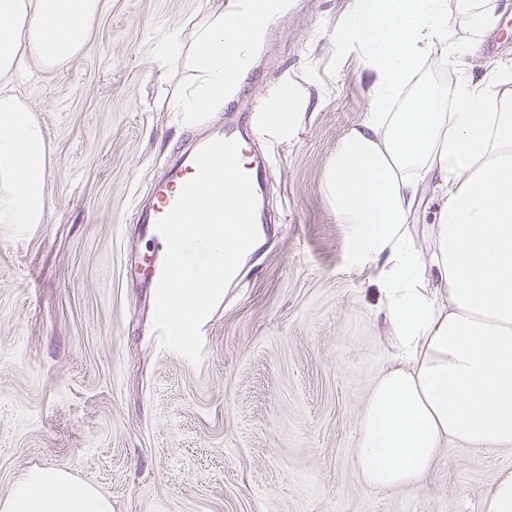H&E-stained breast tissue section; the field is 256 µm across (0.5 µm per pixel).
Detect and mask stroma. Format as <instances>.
Returning <instances> with one entry per match:
<instances>
[{
	"label": "stroma",
	"mask_w": 512,
	"mask_h": 512,
	"mask_svg": "<svg viewBox=\"0 0 512 512\" xmlns=\"http://www.w3.org/2000/svg\"><path fill=\"white\" fill-rule=\"evenodd\" d=\"M245 0H100L83 50L34 67L13 91L31 107L45 156L38 223L0 222V498L33 466L57 467L112 499V512H483L512 472V449L455 444L414 488L372 490L354 454L362 411L390 359L379 286L349 257L325 190L339 140L371 107L374 71L337 41L355 0H299L253 45L225 98L257 113L271 158L265 206L278 216L266 253L241 264L201 325L192 363L153 329L160 250L140 208L200 121L170 109L198 80L191 58L156 46L185 37L217 6ZM448 11L452 59L407 80L452 92L512 67V46ZM294 129L267 116L283 88ZM183 47L182 30L175 27L164 42L158 46V55L166 64H176L181 57Z\"/></svg>",
	"instance_id": "1"
}]
</instances>
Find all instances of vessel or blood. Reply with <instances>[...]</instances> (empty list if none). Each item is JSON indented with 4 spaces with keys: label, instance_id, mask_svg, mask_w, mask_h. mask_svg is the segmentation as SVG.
I'll return each instance as SVG.
<instances>
[{
    "label": "vessel or blood",
    "instance_id": "b4317fda",
    "mask_svg": "<svg viewBox=\"0 0 512 512\" xmlns=\"http://www.w3.org/2000/svg\"><path fill=\"white\" fill-rule=\"evenodd\" d=\"M258 118L255 113L228 108L224 113L223 128L211 131L197 139L174 159L167 174L154 186L151 203L146 213L145 225H156L174 205L183 185L191 180L196 172L195 157L208 142L216 139L237 141L239 152L247 159L243 167L249 176L256 197H263L272 184L273 170L267 158L254 151Z\"/></svg>",
    "mask_w": 512,
    "mask_h": 512
}]
</instances>
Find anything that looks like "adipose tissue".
Returning <instances> with one entry per match:
<instances>
[{
  "instance_id": "1",
  "label": "adipose tissue",
  "mask_w": 512,
  "mask_h": 512,
  "mask_svg": "<svg viewBox=\"0 0 512 512\" xmlns=\"http://www.w3.org/2000/svg\"><path fill=\"white\" fill-rule=\"evenodd\" d=\"M284 0L216 10L191 46L173 28L158 47L166 64L190 48L202 82L178 112L220 105L242 53ZM474 37L495 28L497 0H357L343 34L372 62L374 106L344 135L326 191L349 228L353 262L374 272L396 354L361 417L355 455L371 489L413 487L451 442L489 452L512 445V90L500 75L461 76L454 109L420 88L387 111L402 81L430 55L456 53L448 10ZM99 0H0V82L25 81L33 64L59 69L85 45ZM29 106L0 91V194L7 217L34 223L43 210L44 164ZM441 205L421 248L409 219L422 180ZM0 512H112V500L69 472L34 466L0 499Z\"/></svg>"
}]
</instances>
